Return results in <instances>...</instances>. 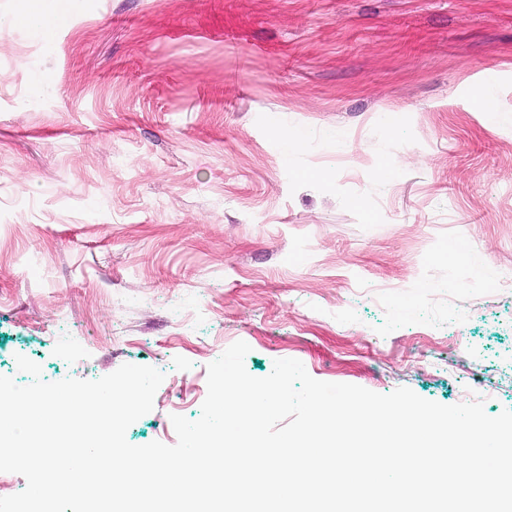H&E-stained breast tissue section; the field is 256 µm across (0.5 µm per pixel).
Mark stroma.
<instances>
[{
	"instance_id": "stroma-1",
	"label": "stroma",
	"mask_w": 512,
	"mask_h": 512,
	"mask_svg": "<svg viewBox=\"0 0 512 512\" xmlns=\"http://www.w3.org/2000/svg\"><path fill=\"white\" fill-rule=\"evenodd\" d=\"M24 10L0 0V375L161 370L134 445L175 444L239 340L257 378L512 409V0H72L51 41Z\"/></svg>"
}]
</instances>
